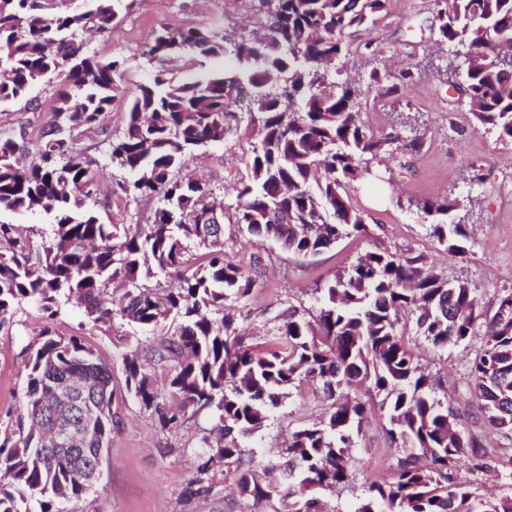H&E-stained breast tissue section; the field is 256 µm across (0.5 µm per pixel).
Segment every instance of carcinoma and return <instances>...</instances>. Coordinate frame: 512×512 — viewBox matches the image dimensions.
Here are the masks:
<instances>
[{"mask_svg": "<svg viewBox=\"0 0 512 512\" xmlns=\"http://www.w3.org/2000/svg\"><path fill=\"white\" fill-rule=\"evenodd\" d=\"M89 9L63 10L60 0H0V104L26 101L31 88L62 72L53 121L32 159L26 132L0 137V212L53 215L47 232L32 230L34 246L15 225L0 220V328L18 307L33 302L43 318L62 305L84 307L95 324L119 319L155 329L171 323L150 359L124 355L125 391L162 427L176 426L189 409L207 410L199 463L185 496H209L217 477L234 478L243 498L269 502L288 487L301 495L295 512H326L319 492L347 482L350 448L368 419L366 401L343 393L352 386L380 396L379 409L400 453L392 478L369 487L356 512H512V493L486 496L460 476L491 468L494 454L458 428L459 415L437 397V385L415 361L400 316L436 347L471 340L482 328L483 349L471 368L484 423L512 435V293L490 310L478 308L474 289L425 268L421 256L371 251L336 273L323 306L310 321L288 309L276 340L265 347L225 313V301L247 297L252 277L224 260V225L241 224L258 238L298 255H316L351 234L367 231L349 199L348 184L371 174V162L391 145L405 153L420 138L398 130L377 135L361 120L363 91L328 65L350 54L346 39L370 32L386 0H258L248 31L216 33L161 24L143 54L159 63L151 83L122 87L125 60L88 56L80 34L112 30L114 0H87ZM437 43L456 48L448 85L466 99L475 123L512 142V0H434ZM199 71L173 77L187 53ZM414 78L398 82L374 71L368 89L399 99ZM126 119L110 143L112 164L128 179V196L159 198L144 224H106L92 207L99 163L74 131L98 128L117 99ZM247 122L254 142L243 153L247 177L224 204L214 189L181 175L185 159L222 144ZM457 204L426 201L431 233L451 255L466 252L465 225L451 216ZM204 253L194 256L192 249ZM164 275L165 287L151 281ZM26 381L19 414L0 426V512H53L55 500H79L90 490L82 471L109 448L116 388L112 369L77 336L45 329L24 350ZM168 368L165 384L178 400L162 401L146 362ZM92 381L68 405L59 384ZM320 391L319 422L292 432L282 462L253 469L239 439L260 432L271 411L292 391Z\"/></svg>", "mask_w": 512, "mask_h": 512, "instance_id": "carcinoma-1", "label": "carcinoma"}]
</instances>
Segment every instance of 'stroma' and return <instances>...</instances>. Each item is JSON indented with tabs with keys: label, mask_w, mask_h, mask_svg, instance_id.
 Returning a JSON list of instances; mask_svg holds the SVG:
<instances>
[{
	"label": "stroma",
	"mask_w": 512,
	"mask_h": 512,
	"mask_svg": "<svg viewBox=\"0 0 512 512\" xmlns=\"http://www.w3.org/2000/svg\"><path fill=\"white\" fill-rule=\"evenodd\" d=\"M118 18L110 32L85 33L81 39L88 54L123 57L125 86L136 90L148 83L156 63L143 55L142 47L152 30L162 22L193 23L214 31L225 23L240 27L253 22L252 0H135L126 6L117 0ZM433 0H388L384 17L372 30L373 45L357 59L351 74L367 84L371 71L393 74L412 69L414 81L402 88L410 108L393 107L390 100L367 103L364 123L375 133L406 126L417 130L424 141L419 152H386L374 163L380 179L353 181L352 204L365 214L367 233L340 240L319 255L292 254L270 240L249 235L237 224L224 227V257L227 262L249 270L256 280L250 295L227 301L226 307L251 344L263 346L273 335L276 318L294 307L305 317L315 316L318 290L341 269L367 252L423 255L448 279L468 281L484 307L512 292V142L498 132L477 125L463 97L449 88L446 77L436 71L446 65V53L437 43L431 21ZM53 74L35 85L30 96L40 105L28 109L25 102L0 106V133L27 128L32 144H40L43 128L52 120L50 109L61 83ZM78 143L104 169L97 213L107 223L133 224L146 220L151 202H116L108 146L100 132L79 134ZM244 133L230 136L223 145L195 152L187 160V175L223 188L225 202L234 199V187L245 173L242 148ZM480 168L482 182L471 180L472 168ZM445 198L456 202V221L469 232L467 252L448 254L431 237L429 221L421 207L425 201ZM44 325L33 305L19 307L9 327L0 329V419L16 415L25 383L23 350ZM62 336H78L91 346L112 369L116 386L124 384L122 355L137 348L148 351L159 344L162 331H149L133 324L114 323L112 328L94 326L75 304L64 305L53 323ZM398 328L419 364L440 383L452 405L461 413L460 428L493 449L496 462L491 472L471 473L485 489L503 495L512 492V438L492 432L479 418L477 402L470 390L469 367L482 347L481 338L448 348H436L419 336L412 320L401 319ZM323 398L311 387L293 392L273 410L268 426L243 444L262 464L279 461V450L289 432L320 420ZM119 424L112 430L101 477L78 502H61L59 512H248L235 492L233 480H225L206 498L185 502L182 493L196 466L194 446L201 429L210 427L208 413H187L181 426L162 428L157 418L133 400L119 403ZM380 412H372L362 426L352 450L356 463L348 481L323 499L329 512H354L372 482L390 477L397 463Z\"/></svg>",
	"instance_id": "1"
}]
</instances>
